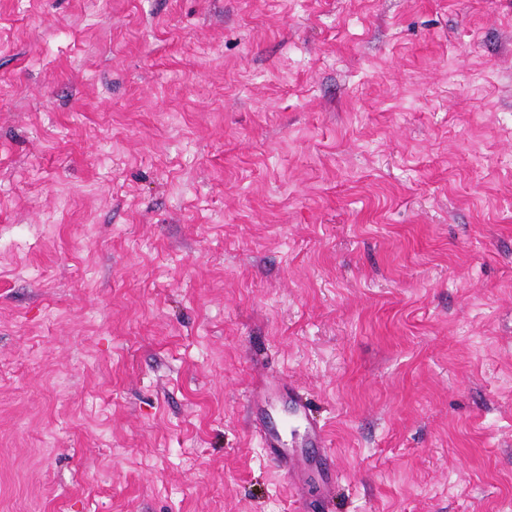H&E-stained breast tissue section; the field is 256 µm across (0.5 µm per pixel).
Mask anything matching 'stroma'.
Wrapping results in <instances>:
<instances>
[{
	"instance_id": "obj_1",
	"label": "stroma",
	"mask_w": 512,
	"mask_h": 512,
	"mask_svg": "<svg viewBox=\"0 0 512 512\" xmlns=\"http://www.w3.org/2000/svg\"><path fill=\"white\" fill-rule=\"evenodd\" d=\"M512 0H0V512H512ZM292 399L296 404L297 417L304 424L307 437L318 443H324V431L319 427L317 420L311 415V411L306 401H304L297 393L293 395ZM274 458L278 466L286 470L289 481L292 482L293 488L297 491L298 480L306 462L300 459L293 449L290 450L289 448H281L277 450Z\"/></svg>"
}]
</instances>
